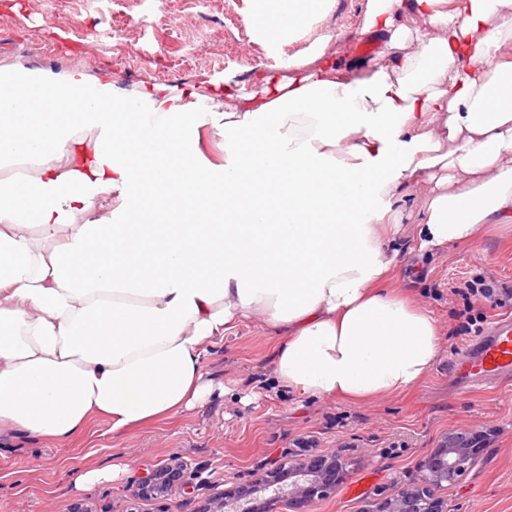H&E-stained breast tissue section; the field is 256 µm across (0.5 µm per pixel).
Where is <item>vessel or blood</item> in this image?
I'll return each instance as SVG.
<instances>
[{"label": "vessel or blood", "mask_w": 512, "mask_h": 512, "mask_svg": "<svg viewBox=\"0 0 512 512\" xmlns=\"http://www.w3.org/2000/svg\"><path fill=\"white\" fill-rule=\"evenodd\" d=\"M461 384L490 380L497 385L512 383V319L496 322L484 337L458 360L451 371Z\"/></svg>", "instance_id": "obj_1"}]
</instances>
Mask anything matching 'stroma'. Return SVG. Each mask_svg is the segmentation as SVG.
<instances>
[{
    "instance_id": "stroma-1",
    "label": "stroma",
    "mask_w": 512,
    "mask_h": 512,
    "mask_svg": "<svg viewBox=\"0 0 512 512\" xmlns=\"http://www.w3.org/2000/svg\"><path fill=\"white\" fill-rule=\"evenodd\" d=\"M0 7V60L31 68L109 71L123 87L158 78L166 84L229 81L249 87L251 70L277 57L305 53L332 35L337 57L371 60L358 30L366 0H335L331 13L298 40L270 46L249 28L250 0H8ZM425 193L399 190V225H387L394 260L391 287L427 308L443 332L435 365L403 395L364 404L298 399L279 385L271 356L277 341L261 318L242 320L215 339L203 370L226 392L205 406L113 438L105 419L93 418L66 444L22 438L0 444V512H202L225 489L290 452L335 453L345 471L335 494L312 512H366L379 494L413 476L444 436L467 433L481 460L454 488L437 489L448 512H512V387L458 390L450 369L466 342L454 327L487 331L504 316L476 297L457 295L471 273L512 289V223L481 238L439 248L420 245ZM180 460L189 487L170 496L135 500L140 476ZM123 465L112 480L76 488L75 473Z\"/></svg>"
}]
</instances>
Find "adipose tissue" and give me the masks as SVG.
<instances>
[{
    "label": "adipose tissue",
    "mask_w": 512,
    "mask_h": 512,
    "mask_svg": "<svg viewBox=\"0 0 512 512\" xmlns=\"http://www.w3.org/2000/svg\"><path fill=\"white\" fill-rule=\"evenodd\" d=\"M333 4L253 0L245 21L278 43ZM359 33L384 46L370 63L326 35L246 94L0 62V441L63 444L95 416L121 438L203 405V355L252 315L299 397L424 377L441 333L389 289L380 227L403 187L426 192L424 248L512 222V0H367Z\"/></svg>",
    "instance_id": "1"
}]
</instances>
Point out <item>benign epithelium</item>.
<instances>
[{"mask_svg": "<svg viewBox=\"0 0 512 512\" xmlns=\"http://www.w3.org/2000/svg\"><path fill=\"white\" fill-rule=\"evenodd\" d=\"M478 460L479 455L470 447L466 434L446 436L431 449L412 480L397 484L366 512H447L444 502L435 497L434 489L457 485ZM170 469L178 472L177 486L186 488L183 478L187 466L165 465L142 476L132 496L140 498L151 493L159 474ZM342 469L344 463L334 454L297 455L225 491L213 512H270V507L281 501L309 508L336 492Z\"/></svg>", "mask_w": 512, "mask_h": 512, "instance_id": "benign-epithelium-1", "label": "benign epithelium"}]
</instances>
